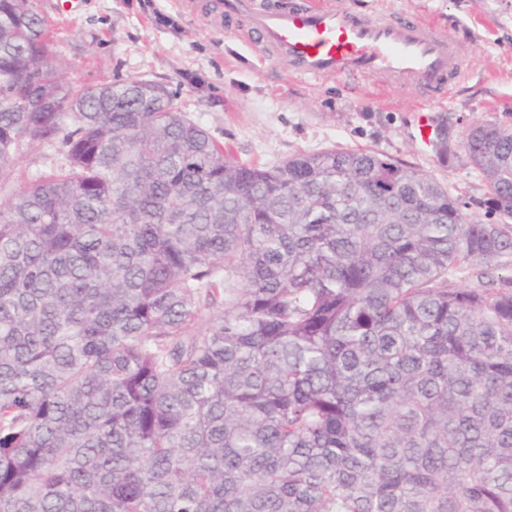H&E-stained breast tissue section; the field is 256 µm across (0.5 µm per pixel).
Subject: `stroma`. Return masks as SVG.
Wrapping results in <instances>:
<instances>
[{
  "label": "stroma",
  "mask_w": 512,
  "mask_h": 512,
  "mask_svg": "<svg viewBox=\"0 0 512 512\" xmlns=\"http://www.w3.org/2000/svg\"><path fill=\"white\" fill-rule=\"evenodd\" d=\"M359 13L402 11L467 49L463 76L432 108L447 150L421 143L414 92L371 79L293 77L245 39L243 20L206 0H31L79 84L138 78L177 92L184 112L245 164L301 152L368 149L435 178L474 221H488L483 174L462 138L476 123L512 127V0H344Z\"/></svg>",
  "instance_id": "35a3bbf8"
}]
</instances>
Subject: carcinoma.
I'll list each match as a JSON object with an SVG mask.
<instances>
[{"mask_svg":"<svg viewBox=\"0 0 512 512\" xmlns=\"http://www.w3.org/2000/svg\"><path fill=\"white\" fill-rule=\"evenodd\" d=\"M463 146L496 222L374 151L241 164L0 0V512H512V128ZM59 156L53 150L46 148L32 149L15 166L12 180L16 185L25 183L40 172L49 170L53 163L58 162Z\"/></svg>","mask_w":512,"mask_h":512,"instance_id":"obj_1","label":"carcinoma"}]
</instances>
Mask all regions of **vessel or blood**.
I'll return each instance as SVG.
<instances>
[{"instance_id": "1", "label": "vessel or blood", "mask_w": 512, "mask_h": 512, "mask_svg": "<svg viewBox=\"0 0 512 512\" xmlns=\"http://www.w3.org/2000/svg\"><path fill=\"white\" fill-rule=\"evenodd\" d=\"M220 7L246 18L251 43L296 76L364 75L442 103L461 73L456 40L428 33L418 21L384 13L370 19L325 0H296L285 9L222 0Z\"/></svg>"}]
</instances>
